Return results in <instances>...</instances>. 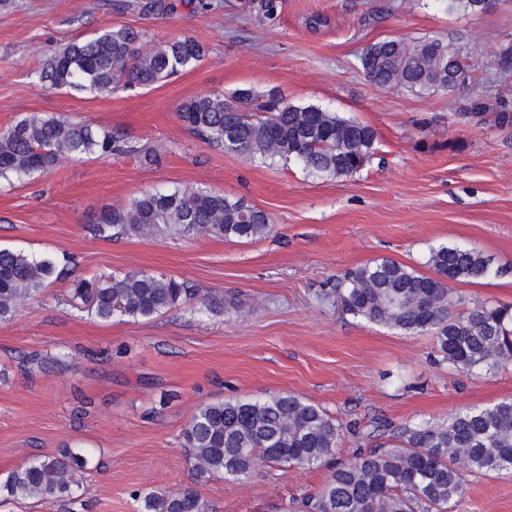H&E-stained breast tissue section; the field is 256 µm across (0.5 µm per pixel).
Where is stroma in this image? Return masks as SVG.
Returning <instances> with one entry per match:
<instances>
[{
	"label": "stroma",
	"instance_id": "1",
	"mask_svg": "<svg viewBox=\"0 0 512 512\" xmlns=\"http://www.w3.org/2000/svg\"><path fill=\"white\" fill-rule=\"evenodd\" d=\"M146 2L12 0L0 9V130L65 113L137 147L0 186V247L76 260L0 322V477L66 447L91 459L74 499H0V512H137L134 491L186 487L208 512H281L316 492L326 470L199 476L182 429L197 407L229 397L287 392L320 405L350 426L346 463L369 448L372 422L439 420L512 397V363L490 373L438 365L430 336L345 314L333 290L348 269L378 258L422 271L431 247L471 245L498 273L457 294L469 305L512 304V74L494 64L512 47V0L478 14H449L434 0H282L273 20L250 0H213L209 11L169 0L159 14ZM315 16L322 25L311 26ZM109 26L141 30L150 45L187 35L205 55L161 83L109 95L32 84L47 49ZM393 37L462 45L467 81L421 96L372 86L358 57ZM240 89L371 125L374 154L357 174L317 178L206 143L178 116L191 98ZM181 186L244 198L274 229L249 242L92 233L103 208ZM132 269L188 281L221 309L106 321L72 292L74 280L97 287ZM451 512H512V470L468 476Z\"/></svg>",
	"mask_w": 512,
	"mask_h": 512
}]
</instances>
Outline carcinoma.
<instances>
[{"instance_id": "cac0c4a2", "label": "carcinoma", "mask_w": 512, "mask_h": 512, "mask_svg": "<svg viewBox=\"0 0 512 512\" xmlns=\"http://www.w3.org/2000/svg\"><path fill=\"white\" fill-rule=\"evenodd\" d=\"M448 13H475L476 0H439ZM144 33L108 27L94 37L53 49L31 72L45 89L73 88L110 94L119 88L148 87L200 61L203 46L190 36H174L147 50ZM438 38L414 43L384 39L360 57L368 81L414 94L453 91L467 80L470 63L448 55ZM179 118L193 132L225 150L263 162L300 163L318 178L360 171L374 155L377 131L370 125L320 106L294 105L274 93L256 101L242 89L230 100L221 93L183 103ZM138 148L108 130L74 122L63 113L24 117L0 131V181L10 184L62 162L107 159ZM92 231L100 237L142 235L191 237L211 234L254 241L273 231L270 216L242 198L202 188L143 193L103 210ZM67 257L0 248V321L19 305L36 300L63 274ZM426 274L383 257L344 273L336 286L344 310L368 323L408 334H430L440 364L463 372L499 369L512 361V305L476 303L461 312L451 285L474 283L495 272L492 259L477 247L441 244L430 249ZM185 305L197 312L220 305L173 277L146 270L112 275L97 289L92 306L103 320L115 316L151 318ZM343 426L325 409L292 393L263 398L231 397L207 403L182 429V445L201 475L244 480L260 463L283 468H321L339 451ZM89 457L67 448L23 462L0 479V496L63 499L73 494L71 473ZM512 469V398L489 407H462L442 421L423 420L401 428L393 442L381 443L333 468L316 493L301 498L299 512H449L466 490L468 474ZM139 512H207L194 488L172 493H136Z\"/></svg>"}]
</instances>
